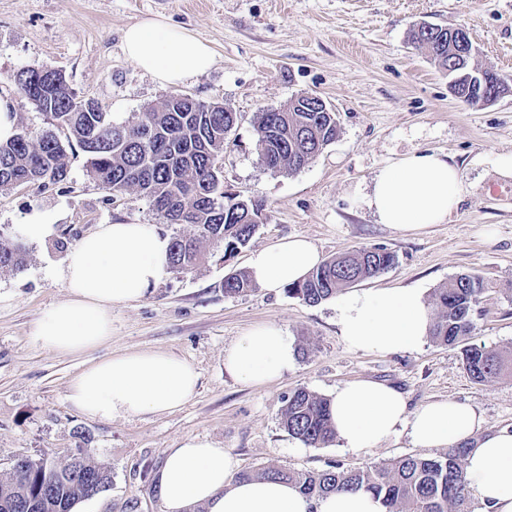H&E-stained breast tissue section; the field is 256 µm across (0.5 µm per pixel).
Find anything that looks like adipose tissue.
<instances>
[{
  "mask_svg": "<svg viewBox=\"0 0 512 512\" xmlns=\"http://www.w3.org/2000/svg\"><path fill=\"white\" fill-rule=\"evenodd\" d=\"M124 50L160 84L175 86L214 63L211 47L162 18L129 25ZM467 193L461 171L437 152H416L381 168L367 206L377 223L400 233L446 223ZM170 239L146 224H102L69 250L68 298L38 319L42 346L65 355L94 348L112 334V309L144 299L169 266ZM323 261L308 239H282L251 253L252 281L276 291L303 280ZM338 332L351 348L382 354L420 348L431 316L418 288L351 292L338 305ZM287 333L275 323L250 329L225 348L224 369L240 382L261 386L294 362ZM199 374L187 359L163 350L132 351L87 365L71 381L68 400L81 414L101 420L164 414L194 395ZM341 447L366 450L399 434L420 448L464 444L465 475L481 512H512V430L481 434L482 420L454 400L409 409L403 394L371 380L337 388L331 399ZM237 459L204 438L169 449L157 476L164 512H384L370 493H332L311 501L279 480L237 478Z\"/></svg>",
  "mask_w": 512,
  "mask_h": 512,
  "instance_id": "1",
  "label": "adipose tissue"
}]
</instances>
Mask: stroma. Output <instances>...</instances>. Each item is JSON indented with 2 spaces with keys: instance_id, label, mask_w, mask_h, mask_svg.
I'll list each match as a JSON object with an SVG mask.
<instances>
[{
  "instance_id": "35a3bbf8",
  "label": "stroma",
  "mask_w": 512,
  "mask_h": 512,
  "mask_svg": "<svg viewBox=\"0 0 512 512\" xmlns=\"http://www.w3.org/2000/svg\"><path fill=\"white\" fill-rule=\"evenodd\" d=\"M145 17L206 42L213 67L174 88L139 69L122 37ZM422 22L465 27L476 46L474 65L512 82V0H0V95L11 96L18 125L52 127L16 89L13 77L24 68L62 71L76 98L94 102L115 124L175 91L220 103L238 114L224 147V186L265 204L247 247L228 258L203 243V265L166 271L148 297L113 308L108 340L64 355L37 342L33 327L67 297L63 271L72 246L99 224H151L169 236L197 231L167 223L136 191L102 189L77 148L68 153L63 183L0 190V228L21 235L37 212L56 227L45 240L25 241L22 270L0 272V479L9 478L15 456L62 460L80 450L110 469L111 482L72 512H163L154 477L166 451L187 438H208L236 457L239 472L253 474L271 465L320 471L339 462L366 470L408 455L442 456L404 434L365 451L336 441L310 448L281 426L292 390L329 398L354 380L393 386L413 409L448 398L468 403L485 434L512 428V375L474 382L460 348L430 338L416 350L356 351L338 333L336 299L310 305L284 289L224 292L225 277L246 272L252 250L285 237L309 239L326 259L382 247L396 255L395 265L357 291L415 287L430 299L455 276L480 274L485 292L470 340L512 356V195L502 191L512 176L488 164L512 154V92L483 107L457 99L447 75L410 41ZM301 93L335 110L339 134L300 171L267 170L255 149L254 116ZM416 151L447 154L470 192L447 223L398 233L376 223L365 200L379 169ZM267 322L292 340L294 364L278 380L248 387L225 372L224 350ZM148 349L196 367L198 388L183 407L106 421L70 405L69 384L87 364Z\"/></svg>"
}]
</instances>
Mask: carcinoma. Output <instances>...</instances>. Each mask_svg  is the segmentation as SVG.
Returning <instances> with one entry per match:
<instances>
[{"label":"carcinoma","instance_id":"carcinoma-1","mask_svg":"<svg viewBox=\"0 0 512 512\" xmlns=\"http://www.w3.org/2000/svg\"><path fill=\"white\" fill-rule=\"evenodd\" d=\"M424 53L451 78H460L463 89L475 93L489 82L502 84L492 71L473 72L470 59H459L452 49L432 39H413ZM18 91L50 116L63 132H36L21 126L10 141L0 143V189L24 184L47 186L66 177V147L78 146L87 157V173L110 193L133 189L146 197L171 224H192L198 236L171 238L170 269L184 272L203 260L199 242L224 246L232 257L253 238L261 224L263 202L224 189L221 160L225 136L237 122V113L222 104L174 94L141 113L137 120L114 124L106 113L76 100L66 80L54 72L36 68L20 70L14 77ZM255 146L265 167L273 172L294 173L304 168L338 134L334 112H274L264 109L254 118ZM26 251L16 238L0 231V271L21 269ZM395 256L381 248L358 249L323 262L307 277L288 288V293L309 304L335 297L347 287L376 276L391 267ZM254 287L249 277L236 273L224 279V293L236 295ZM484 292L477 273L461 274L435 290L437 315L430 334L446 345L462 346L463 364L470 377L486 382L501 375L505 363L500 353L468 343L472 316ZM282 427L312 448L336 439L330 400L305 388L288 395L280 410ZM467 449L452 447L440 458L409 455L367 471L336 463L321 471L290 472L268 466L262 478L294 483L301 493L317 500L334 492H369L381 501L385 512H466L468 485L465 478ZM103 489L110 470L79 457L76 476L69 465L39 466L25 475L0 481V512H23L19 505L32 496L44 495L50 504L72 510L82 495L74 478Z\"/></svg>","mask_w":512,"mask_h":512}]
</instances>
